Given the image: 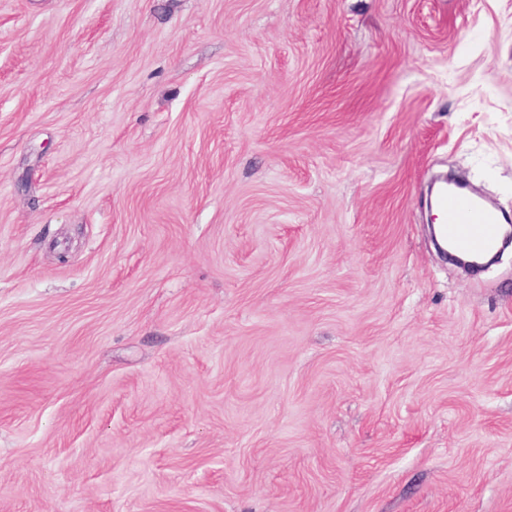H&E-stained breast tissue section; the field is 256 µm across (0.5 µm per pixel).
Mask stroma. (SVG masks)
<instances>
[{"label":"stroma","mask_w":512,"mask_h":512,"mask_svg":"<svg viewBox=\"0 0 512 512\" xmlns=\"http://www.w3.org/2000/svg\"><path fill=\"white\" fill-rule=\"evenodd\" d=\"M512 0H0V512H512ZM447 186L437 189L436 209L448 243L470 253L493 249L499 236L498 214L479 197ZM431 238H433L438 253L441 257H443L445 260H448L449 262H452L454 265L463 269L466 272H473L479 269H486L499 261V258L503 255L504 251L508 248L509 244L511 243L512 232L511 227L504 228V234L501 239L500 249L494 255H492L486 262H480V260L485 259L486 255L479 260H473L466 259L461 254H454L451 251L444 249L437 240L434 228L431 234Z\"/></svg>","instance_id":"obj_1"}]
</instances>
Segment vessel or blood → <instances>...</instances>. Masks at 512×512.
Returning a JSON list of instances; mask_svg holds the SVG:
<instances>
[{
	"label": "vessel or blood",
	"instance_id": "vessel-or-blood-1",
	"mask_svg": "<svg viewBox=\"0 0 512 512\" xmlns=\"http://www.w3.org/2000/svg\"><path fill=\"white\" fill-rule=\"evenodd\" d=\"M436 209L442 233L453 247L470 253L495 247L500 218L479 197L442 185L436 192Z\"/></svg>",
	"mask_w": 512,
	"mask_h": 512
}]
</instances>
